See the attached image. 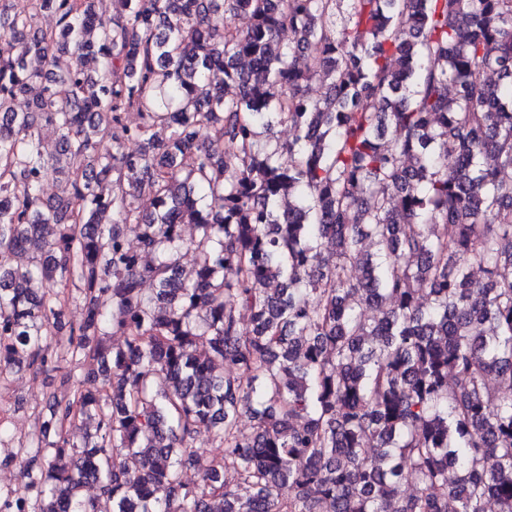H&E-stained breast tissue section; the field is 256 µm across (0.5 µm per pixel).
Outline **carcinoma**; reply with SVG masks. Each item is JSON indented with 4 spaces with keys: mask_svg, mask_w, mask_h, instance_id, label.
I'll return each instance as SVG.
<instances>
[{
    "mask_svg": "<svg viewBox=\"0 0 512 512\" xmlns=\"http://www.w3.org/2000/svg\"><path fill=\"white\" fill-rule=\"evenodd\" d=\"M6 2L0 375H104L63 376L0 512H512V0ZM217 445L206 432H202L196 438L194 442L196 450L195 463L183 471V477L186 482L190 484L196 482L199 476L209 467L212 459L221 454V448H218Z\"/></svg>",
    "mask_w": 512,
    "mask_h": 512,
    "instance_id": "obj_1",
    "label": "carcinoma"
}]
</instances>
